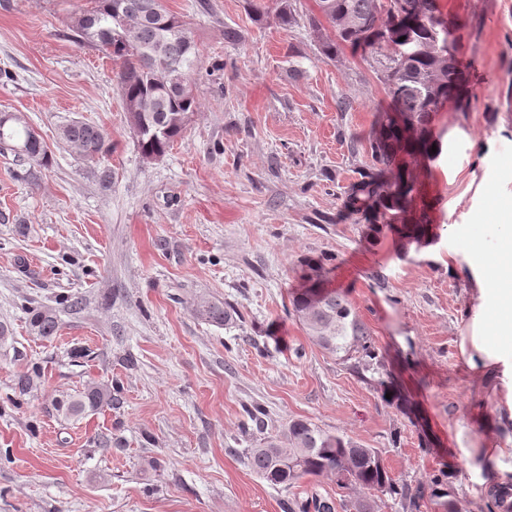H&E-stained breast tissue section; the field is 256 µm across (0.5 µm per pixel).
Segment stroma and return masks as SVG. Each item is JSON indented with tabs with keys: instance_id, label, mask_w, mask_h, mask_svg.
Here are the masks:
<instances>
[{
	"instance_id": "1",
	"label": "stroma",
	"mask_w": 512,
	"mask_h": 512,
	"mask_svg": "<svg viewBox=\"0 0 512 512\" xmlns=\"http://www.w3.org/2000/svg\"><path fill=\"white\" fill-rule=\"evenodd\" d=\"M277 2L166 0L197 44L199 107L149 162L111 59L70 27L85 0H0V112L30 124L54 158L34 170L0 151V324L11 331L0 341V512H283L292 497L342 499L333 481L287 491L250 468L248 449L294 419L378 449L400 481L447 472L460 512H479L472 464L504 445L483 419L507 413V388L460 352L483 272L465 257L489 238L493 210L512 209V142L498 140L512 132V0H436L461 27L470 103L434 118L448 141L417 172L438 241L406 252L344 209L389 96L360 53L321 57L308 25L317 0H295L288 27ZM74 118L104 134L99 161H77L60 140ZM306 256L324 258L325 288L365 324L409 410L287 315ZM201 298L231 302L237 318L197 317ZM45 309L59 323L49 338L31 326ZM90 385L108 386L111 404L78 418L57 410Z\"/></svg>"
}]
</instances>
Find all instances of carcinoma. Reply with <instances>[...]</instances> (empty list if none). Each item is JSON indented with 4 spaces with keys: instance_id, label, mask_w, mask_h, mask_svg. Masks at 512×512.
Segmentation results:
<instances>
[{
    "instance_id": "1",
    "label": "carcinoma",
    "mask_w": 512,
    "mask_h": 512,
    "mask_svg": "<svg viewBox=\"0 0 512 512\" xmlns=\"http://www.w3.org/2000/svg\"><path fill=\"white\" fill-rule=\"evenodd\" d=\"M319 15L310 18L320 54L333 60L343 47L368 59L395 107V115L377 116L368 136L370 164L351 188L353 213L361 215L374 234L387 227L404 250L435 242L427 209L415 174L421 161H436L442 153L443 133L433 120L439 105L453 100L462 110L469 105L464 77L458 68V27L442 16L435 0H318ZM73 31L83 43L105 52L114 64L127 119L137 135V147L146 159L165 155L187 130L198 107L194 74L199 53L186 21L172 13L164 0H90L76 11ZM405 40H400V37ZM60 140L78 160L94 162L106 153L100 129L71 119L59 127ZM437 151H432V147ZM0 149H9L40 168L53 156L35 129L12 114L0 115ZM305 287L291 299L293 315L309 339L326 353L346 359L354 353L371 361L377 347L345 297L323 287V261L301 264ZM195 314L212 323L233 319L230 304L201 301ZM36 333L56 334L58 322L49 310L31 320ZM381 398L398 400L391 377L379 373L373 380ZM110 402L109 391L88 386L59 409L80 417ZM253 471L274 486L290 489L308 476L336 480L349 491V500L336 503L329 496L296 498L283 504L284 512H373L366 493L381 494L417 509L421 501H442L445 512H456L451 488L439 474L429 482L399 483L386 468L379 451L351 438L296 419L281 434L269 436L249 452Z\"/></svg>"
}]
</instances>
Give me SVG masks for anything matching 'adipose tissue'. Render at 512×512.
<instances>
[{"label": "adipose tissue", "mask_w": 512, "mask_h": 512, "mask_svg": "<svg viewBox=\"0 0 512 512\" xmlns=\"http://www.w3.org/2000/svg\"><path fill=\"white\" fill-rule=\"evenodd\" d=\"M495 232L499 238L497 263L478 280L482 305L475 315L469 336L461 340V350L470 370L485 380L498 374L512 375V358L501 350L493 330L512 327V212L496 216Z\"/></svg>", "instance_id": "ef3b65f1"}]
</instances>
